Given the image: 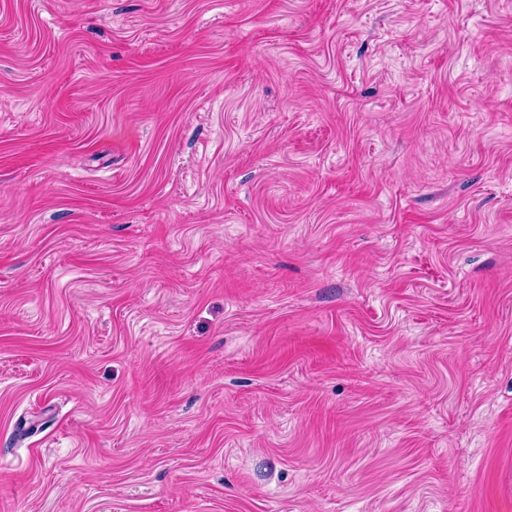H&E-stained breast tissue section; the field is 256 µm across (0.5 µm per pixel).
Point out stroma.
Masks as SVG:
<instances>
[{
    "label": "stroma",
    "instance_id": "35a3bbf8",
    "mask_svg": "<svg viewBox=\"0 0 512 512\" xmlns=\"http://www.w3.org/2000/svg\"><path fill=\"white\" fill-rule=\"evenodd\" d=\"M0 512H512V0H0Z\"/></svg>",
    "mask_w": 512,
    "mask_h": 512
}]
</instances>
